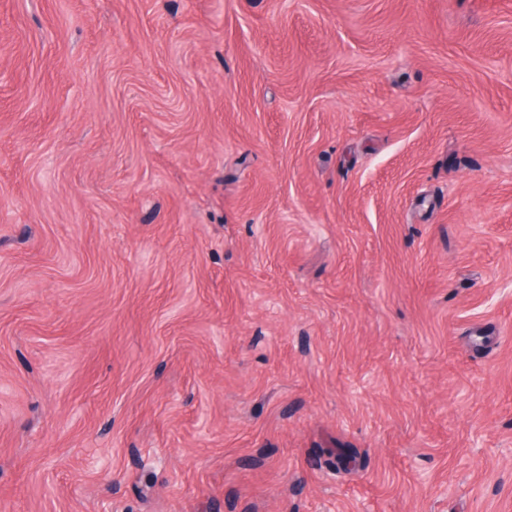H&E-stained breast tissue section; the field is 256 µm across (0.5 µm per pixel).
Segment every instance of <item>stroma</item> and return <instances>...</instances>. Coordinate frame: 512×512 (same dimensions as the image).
<instances>
[{
    "mask_svg": "<svg viewBox=\"0 0 512 512\" xmlns=\"http://www.w3.org/2000/svg\"><path fill=\"white\" fill-rule=\"evenodd\" d=\"M0 512H512V0H0Z\"/></svg>",
    "mask_w": 512,
    "mask_h": 512,
    "instance_id": "obj_1",
    "label": "stroma"
}]
</instances>
